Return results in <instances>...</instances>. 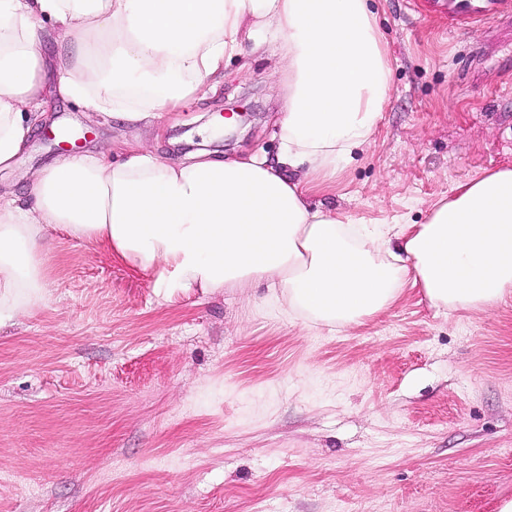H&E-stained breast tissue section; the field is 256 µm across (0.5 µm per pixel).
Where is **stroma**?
Instances as JSON below:
<instances>
[{"instance_id":"1","label":"stroma","mask_w":512,"mask_h":512,"mask_svg":"<svg viewBox=\"0 0 512 512\" xmlns=\"http://www.w3.org/2000/svg\"><path fill=\"white\" fill-rule=\"evenodd\" d=\"M391 90L370 144L313 203L422 224L512 164V14L465 32L425 0H369ZM277 46L225 63L162 130L54 95L0 188L27 201L65 149L167 162L279 151ZM39 308L0 327V512H498L512 500V297L433 307L415 288L362 326L289 318L266 285L168 302L54 232Z\"/></svg>"}]
</instances>
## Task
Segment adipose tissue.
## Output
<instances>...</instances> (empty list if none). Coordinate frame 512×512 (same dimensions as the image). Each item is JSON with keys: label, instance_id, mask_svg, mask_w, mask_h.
<instances>
[{"label": "adipose tissue", "instance_id": "1", "mask_svg": "<svg viewBox=\"0 0 512 512\" xmlns=\"http://www.w3.org/2000/svg\"><path fill=\"white\" fill-rule=\"evenodd\" d=\"M272 42L286 78L275 161L171 164L126 145L118 162L58 157L34 175L28 206L0 193V325L39 305L52 230L149 274L166 300L264 281L326 326L365 324L409 286L453 310L512 296V166L459 184L395 234L309 202L369 142L389 98L367 0H0V171L52 93L157 126L226 58Z\"/></svg>", "mask_w": 512, "mask_h": 512}]
</instances>
